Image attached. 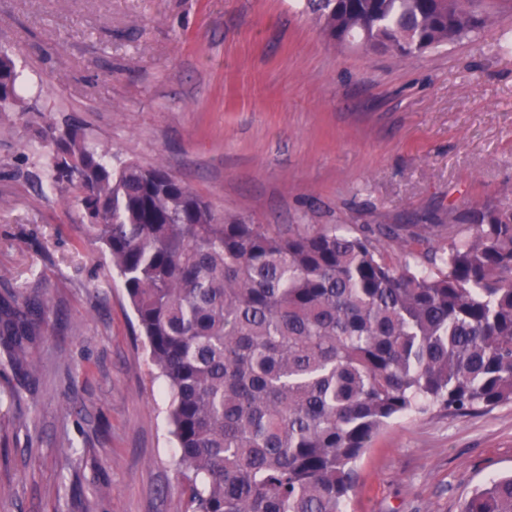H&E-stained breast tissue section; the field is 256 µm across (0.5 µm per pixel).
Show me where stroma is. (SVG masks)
Segmentation results:
<instances>
[{
    "mask_svg": "<svg viewBox=\"0 0 512 512\" xmlns=\"http://www.w3.org/2000/svg\"><path fill=\"white\" fill-rule=\"evenodd\" d=\"M477 36L402 59L329 42L305 0H0L23 112L0 122V294L39 296L36 379L0 358V512H185L167 393L81 210L33 185L31 112L113 160L163 165L221 216L352 231L512 203V0ZM512 472V402L405 416L349 512H461Z\"/></svg>",
    "mask_w": 512,
    "mask_h": 512,
    "instance_id": "35a3bbf8",
    "label": "stroma"
}]
</instances>
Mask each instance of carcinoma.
Listing matches in <instances>:
<instances>
[{
  "label": "carcinoma",
  "instance_id": "1",
  "mask_svg": "<svg viewBox=\"0 0 512 512\" xmlns=\"http://www.w3.org/2000/svg\"><path fill=\"white\" fill-rule=\"evenodd\" d=\"M325 36L400 58L478 33L476 0H307ZM0 49V115L23 100ZM44 175L79 205L121 279L153 366L187 512H347L357 462L392 421L512 402V205L448 209L431 268L367 234L218 217L162 165H114L76 124L38 127ZM466 224L460 237L454 225ZM47 309L0 296V352L23 378ZM462 512H512V476Z\"/></svg>",
  "mask_w": 512,
  "mask_h": 512
}]
</instances>
